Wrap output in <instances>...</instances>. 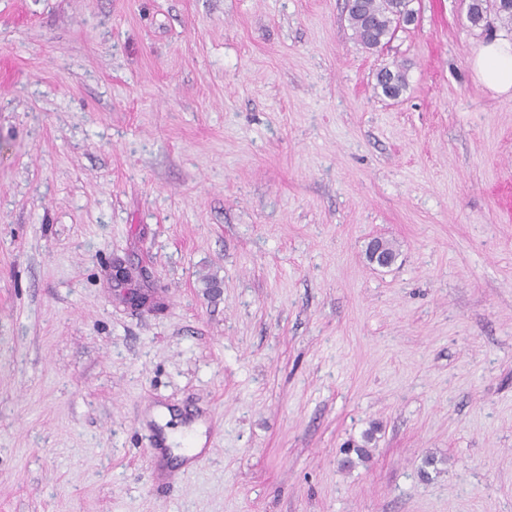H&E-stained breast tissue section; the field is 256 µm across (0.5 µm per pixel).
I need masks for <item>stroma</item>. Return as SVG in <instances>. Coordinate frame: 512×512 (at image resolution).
<instances>
[{"instance_id": "stroma-1", "label": "stroma", "mask_w": 512, "mask_h": 512, "mask_svg": "<svg viewBox=\"0 0 512 512\" xmlns=\"http://www.w3.org/2000/svg\"><path fill=\"white\" fill-rule=\"evenodd\" d=\"M345 3L0 0V512H512V95ZM376 80V85L381 88L383 95L392 99L399 98L408 86L406 69L397 63L391 69L380 70ZM366 257L371 265L379 268L391 267L397 259L393 247L382 238H375L370 241Z\"/></svg>"}]
</instances>
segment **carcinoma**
Here are the masks:
<instances>
[{
	"label": "carcinoma",
	"instance_id": "obj_1",
	"mask_svg": "<svg viewBox=\"0 0 512 512\" xmlns=\"http://www.w3.org/2000/svg\"><path fill=\"white\" fill-rule=\"evenodd\" d=\"M413 0H349L347 21L356 41L365 49L374 50L387 45L395 33L409 25L417 12ZM467 19L471 27L492 32L503 29L512 33V0H468ZM377 87L384 96L399 98L406 91V69L394 64L380 70Z\"/></svg>",
	"mask_w": 512,
	"mask_h": 512
}]
</instances>
